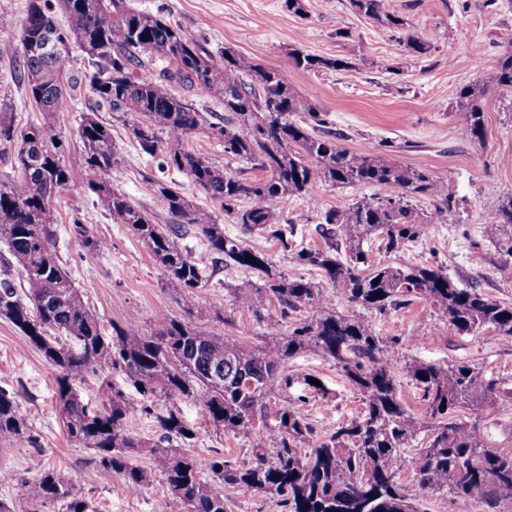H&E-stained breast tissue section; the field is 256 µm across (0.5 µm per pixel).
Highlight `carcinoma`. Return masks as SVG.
<instances>
[{"label": "carcinoma", "mask_w": 512, "mask_h": 512, "mask_svg": "<svg viewBox=\"0 0 512 512\" xmlns=\"http://www.w3.org/2000/svg\"><path fill=\"white\" fill-rule=\"evenodd\" d=\"M354 10L382 26L398 29L405 20L386 9L385 0H350ZM66 15L58 21L57 12ZM51 48H45V43ZM20 80L39 111L60 110L67 90L81 82L96 103L120 115L137 114L131 125L141 151L162 156L161 165L176 170L210 197L224 216L247 230L276 239L295 252L298 263L319 269L349 303L383 314L417 299L441 313L455 334L488 329L512 341V304L463 288L440 265H373L364 244L376 238L388 253L398 252L420 234L421 212L413 198L448 201L439 178L403 168L385 154L349 152L334 133L314 135L326 124L321 112L304 102L276 70L264 68L231 49L215 54L176 23L134 11L125 0H29L20 31ZM85 53L91 69L76 78L65 69L71 51ZM296 68L316 72L349 67L343 60L313 55L296 47ZM491 85L498 98L512 101V39L501 53ZM184 94H174V87ZM487 85L475 82L458 92L461 133L485 141L483 121ZM214 95L229 117L207 122L193 96ZM208 126L224 143V155L243 159L265 172L260 180L224 172L184 147L192 133ZM80 164L94 203L115 224H126L164 268L166 284L183 291L208 281L180 243L176 224H155L125 195L112 190L117 158L111 129L92 116L78 128ZM0 143L16 145L12 178L0 182V242L20 267L26 286L5 274L0 278V319L18 328L57 372L58 412L68 438L95 449V466L121 477L137 492L161 475L185 512H230L229 493L263 495L283 512H426L399 481L405 451L416 439L422 447L411 458L418 487L442 491L465 505L512 500V455L492 449L481 422L499 399H512L476 365L404 361L399 342L376 335L354 315L336 311L330 297L303 279L289 280L265 255L224 235L213 215L194 208L173 181L144 177L145 190L183 224L197 226L204 244L224 264L254 273L255 288H230L238 308L252 312L273 329L270 342L257 349L228 336L207 334L191 321L164 315L152 333L137 318L106 333L61 264L53 241L56 204L67 191L71 170L49 126L14 127L0 107ZM320 179L336 186L376 185L382 197L359 200L323 214L324 245L294 251V225L275 202L305 197ZM78 246L101 251L104 242L74 221ZM486 240L512 258V195L502 199L485 221ZM315 352L333 362L363 398V414L321 432L309 421L299 397L276 406L292 384L283 373L288 359ZM422 391L423 414L417 416L398 394L397 368ZM120 371L147 402L137 405L121 392L108 407L85 403L75 383L104 370ZM189 399L216 430L252 441V461L234 466L216 460L210 477L198 460L166 446L190 441V427L175 410L155 415L161 436L154 442L126 432L136 414H152L148 400ZM470 411L466 419L461 409ZM279 432L274 455L261 442L268 418ZM0 438L35 443L15 396L0 388ZM146 454L152 466L136 457ZM21 496L36 508L62 501L66 512H94L83 488L49 468H38L20 481Z\"/></svg>", "instance_id": "cac0c4a2"}]
</instances>
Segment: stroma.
I'll list each match as a JSON object with an SVG mask.
<instances>
[{
    "mask_svg": "<svg viewBox=\"0 0 512 512\" xmlns=\"http://www.w3.org/2000/svg\"><path fill=\"white\" fill-rule=\"evenodd\" d=\"M140 12L158 14L178 23L188 34L204 41L212 52L232 49L254 57L267 68L279 70L307 103L316 105L328 130L339 132L338 145L351 152L378 149L402 167L422 169L443 178L452 209L444 221L425 224L414 242L395 254L380 250L378 240L365 243L372 263L396 266L428 263L441 265L460 286L475 287L486 295L512 302V258L499 256L491 245L472 249L482 241L487 215L500 197L512 194V103L495 93L484 99V144L464 139L459 131L458 91L466 84L489 81L497 60L512 38V0H386L389 11L405 24L387 29L356 13L350 0H305L304 15L283 7L284 0H127ZM28 0H12L0 12V104L11 107L13 122L51 125L61 141L72 172L67 192L57 201L56 250L84 301L104 330L137 318L151 330L158 315L191 317L203 331L230 336L252 348L262 343L268 329L246 310L229 301L224 287L252 288L258 283L250 271L216 265L194 225L181 228V242L209 280L185 295L165 285L166 276L146 245L124 224L113 223L92 203L86 173L79 164L78 127L85 115L109 124L118 158L112 186L154 223L170 218L161 203L148 194L144 176L175 178V171L160 169L159 161L139 149L128 124L97 107L89 89L67 95L59 112L45 115L31 105L18 77L19 40ZM430 43L425 56L412 55L408 36ZM350 63L347 71L305 72L293 66V48ZM380 187H338L315 181L308 196L278 200L285 217L306 215L297 225V247L322 244L320 215L342 209L361 198L383 196ZM85 225L89 236L106 247L87 252L76 244L74 222ZM224 232L254 251L265 254L286 277H301L320 284L335 308L357 315L379 336L398 338L403 355L414 360L444 364L463 361L483 367L488 376L512 388V341L488 333L458 336L443 324L427 302L416 300L379 314L348 303L324 284L320 274L297 263L265 234L244 230L225 221ZM285 371L293 383L282 393L281 404L305 396L304 410L317 430L359 416V393L321 356L308 353L289 359ZM307 376L319 378L324 392L304 385ZM0 387L14 393L28 418L36 445L0 439V470L13 481L0 482V499L19 500V479L30 477L36 465L55 469L80 484L97 512H184L161 480L129 492L122 479L96 467L94 449L71 441L58 416L55 371L41 353L10 322L0 319ZM174 408L196 433L192 441L173 440V447L194 455L202 465L223 459L241 465L252 459L250 442L211 426L193 401L154 399L152 415H136L127 424L130 434L158 439L155 414Z\"/></svg>",
    "mask_w": 512,
    "mask_h": 512,
    "instance_id": "35a3bbf8",
    "label": "stroma"
}]
</instances>
